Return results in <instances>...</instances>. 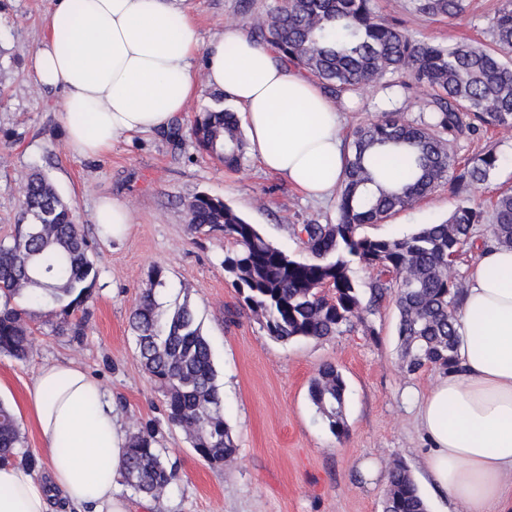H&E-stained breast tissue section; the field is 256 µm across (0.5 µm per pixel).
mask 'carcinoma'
Returning <instances> with one entry per match:
<instances>
[{
  "label": "carcinoma",
  "mask_w": 512,
  "mask_h": 512,
  "mask_svg": "<svg viewBox=\"0 0 512 512\" xmlns=\"http://www.w3.org/2000/svg\"><path fill=\"white\" fill-rule=\"evenodd\" d=\"M413 8L451 22L465 14L466 0H414ZM254 27L258 40L316 78L337 102L373 84L407 94L422 90L430 95L427 115L409 119L384 112L352 131L345 179L337 189L336 223L299 227L312 261L274 246L224 200L207 194L187 204L189 229L220 232L233 241L224 271L240 307L262 318L271 338L287 342L342 335L367 323L390 295L399 314L406 372L457 370L456 312L465 281L456 265L483 212L462 203L447 221L391 239L364 236L358 229L384 221L443 183L479 185L493 175L499 161L494 149L461 163L452 146L488 129L512 135V0H501L489 18V46L416 40L399 18L381 17L375 0H278ZM191 134L198 149L224 167L243 168L249 144L236 112H202ZM382 160L401 162L408 180L396 187L383 184ZM491 217L484 245L512 249V189L497 194ZM356 266L377 270L366 299L354 279ZM97 280L83 227L50 179L31 174L15 234L8 243L0 241V355L16 360L29 355L33 330L25 313L11 306L20 295L50 308L56 333L81 342ZM149 283L129 316L140 363L164 397L168 424L182 429L205 461L222 465L234 459L236 446L224 422L211 346L188 304L159 312L155 294L165 287L163 267L151 268ZM345 391L332 364L321 365L309 386L317 414L338 438L347 432ZM158 434L154 422L133 423L120 470L126 487L154 499L179 479ZM20 448V422L0 403V464L19 458L34 467L35 459ZM382 512H427L400 462L388 471Z\"/></svg>",
  "instance_id": "obj_1"
}]
</instances>
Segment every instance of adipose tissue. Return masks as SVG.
I'll return each instance as SVG.
<instances>
[{"label":"adipose tissue","mask_w":512,"mask_h":512,"mask_svg":"<svg viewBox=\"0 0 512 512\" xmlns=\"http://www.w3.org/2000/svg\"><path fill=\"white\" fill-rule=\"evenodd\" d=\"M47 27L32 76L61 92L58 120L73 154L96 157L120 136L168 129L198 91L201 55L207 86L241 108L261 166L309 198L335 194L347 156L335 101L248 32L228 28L200 49L177 0H51ZM457 324L458 370L420 404L432 442L424 476L457 512H512V249L479 254ZM27 407L49 479L0 467V512H49L58 491L93 512H129L113 494L125 433L100 383L76 364L48 365Z\"/></svg>","instance_id":"adipose-tissue-1"}]
</instances>
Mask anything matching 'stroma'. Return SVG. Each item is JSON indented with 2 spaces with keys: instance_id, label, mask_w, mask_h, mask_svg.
I'll return each instance as SVG.
<instances>
[{
  "instance_id": "1",
  "label": "stroma",
  "mask_w": 512,
  "mask_h": 512,
  "mask_svg": "<svg viewBox=\"0 0 512 512\" xmlns=\"http://www.w3.org/2000/svg\"><path fill=\"white\" fill-rule=\"evenodd\" d=\"M273 3L183 0L181 8L205 46L227 27L251 30L253 17ZM497 4L468 0L464 16L451 22L414 12L411 0H376L379 13L399 15L410 36L443 46L490 43L488 17ZM49 8L50 0H0V240L14 233L27 177L43 172L83 225L99 280L90 302L93 316L79 344L54 332L55 318L47 309L24 296L15 300L33 328L32 344L26 360L0 355V402L20 419L22 449L35 458V475L45 477L46 463L25 399L43 366L72 361L84 368L111 397L123 428L136 419L162 422L163 397L143 371L129 329V315L149 286L148 273L159 265L166 271V285L156 295L161 309L188 303L211 345L224 419L237 453L232 463L209 464L181 429L163 426L161 446L180 479L148 503L117 485L116 494L130 512H381L387 473L397 461L417 480L429 512H446V497L422 481L431 443L418 420V405L441 374L405 372L394 302H384L367 324L329 340L276 341L249 311H237L235 321L226 322L227 310H237L238 304L224 272V255L233 243L222 234L193 233L187 226L186 205L194 196L219 197L273 245L308 261L312 255L296 230L335 221V201L307 199L284 177L264 170L256 155H249L242 170L230 171L200 153L190 134L195 116L232 105L224 93L204 85L180 119V139L165 133L122 136L103 156L73 155L57 119L59 97L37 88L30 68ZM425 101L422 94L371 88L339 105L341 132L349 134L388 111L419 117ZM488 146L496 150L499 165L487 184H445L385 221L361 226V234L400 236L445 220L463 202L487 208L497 192L512 187V137L453 145L462 159ZM103 198L130 209L131 224L122 240L98 233L94 214ZM325 363L334 364L346 384L348 433L341 438L321 421L308 394Z\"/></svg>"
}]
</instances>
